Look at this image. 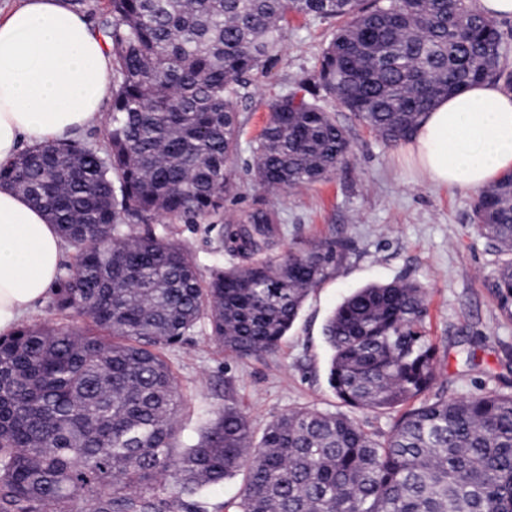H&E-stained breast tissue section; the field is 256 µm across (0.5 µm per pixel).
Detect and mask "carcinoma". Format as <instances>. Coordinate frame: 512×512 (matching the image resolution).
<instances>
[{
    "label": "carcinoma",
    "mask_w": 512,
    "mask_h": 512,
    "mask_svg": "<svg viewBox=\"0 0 512 512\" xmlns=\"http://www.w3.org/2000/svg\"><path fill=\"white\" fill-rule=\"evenodd\" d=\"M112 55L103 141L36 144L0 166L43 209L73 262L51 289L55 325L0 336V512H179L245 473L228 512H512V394L428 398L439 375L427 293L375 283L324 326L328 383L347 406L395 412L389 432L317 409L272 417L259 443L225 399L196 443L172 446L185 406L161 350L205 325L230 361L275 351L312 288L344 258L320 241L264 259L274 206L226 222L233 262L204 276L166 225L208 222L239 192V104L294 16L336 20L314 85L388 146L434 100L507 78L505 33L475 0H98ZM256 186L286 192L350 161L347 128L290 92L249 144ZM148 226L137 234L127 221ZM509 259L491 293L512 318V171L473 204ZM161 229L155 230L151 225Z\"/></svg>",
    "instance_id": "obj_1"
}]
</instances>
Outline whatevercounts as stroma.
<instances>
[{"label": "stroma", "instance_id": "1", "mask_svg": "<svg viewBox=\"0 0 512 512\" xmlns=\"http://www.w3.org/2000/svg\"><path fill=\"white\" fill-rule=\"evenodd\" d=\"M334 21L293 18L282 51L268 73L257 76L240 105L243 149L236 162L241 193L224 204L225 216L276 204L280 248L320 240L342 242L344 260L309 294L295 325L272 354L226 362L204 328L164 352L186 405L175 448H184L233 396L261 439L272 416L298 408L345 412L327 381V317L352 290L371 283L407 280L427 291L424 327L436 346L441 374L434 393L512 392V319L498 308L489 284L503 257L473 228L477 191L437 186L423 179L402 147L382 144L367 127L351 122L331 99L324 107L346 122L352 158L322 182L271 197L252 186L249 143L264 126L271 102L313 78ZM201 272L228 264L223 223L172 224Z\"/></svg>", "mask_w": 512, "mask_h": 512}]
</instances>
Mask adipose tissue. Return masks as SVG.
Returning <instances> with one entry per match:
<instances>
[{"mask_svg":"<svg viewBox=\"0 0 512 512\" xmlns=\"http://www.w3.org/2000/svg\"><path fill=\"white\" fill-rule=\"evenodd\" d=\"M111 94L109 49L67 0H14L0 8V164L23 140H60L100 121ZM406 152L431 183L490 185L512 169V92L480 82L438 99ZM64 252L43 212L0 186L1 336L44 300Z\"/></svg>","mask_w":512,"mask_h":512,"instance_id":"adipose-tissue-1","label":"adipose tissue"}]
</instances>
